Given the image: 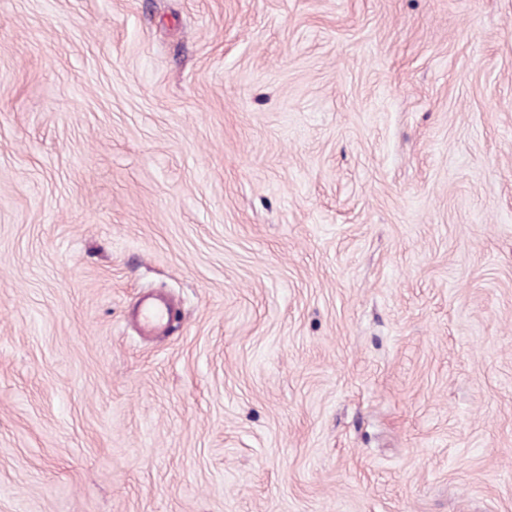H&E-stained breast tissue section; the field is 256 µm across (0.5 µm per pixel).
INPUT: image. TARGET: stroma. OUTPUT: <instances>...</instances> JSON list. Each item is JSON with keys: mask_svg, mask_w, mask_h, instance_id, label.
<instances>
[{"mask_svg": "<svg viewBox=\"0 0 512 512\" xmlns=\"http://www.w3.org/2000/svg\"><path fill=\"white\" fill-rule=\"evenodd\" d=\"M0 512H512V0H0ZM169 314V307L166 303H160L153 299L146 298L141 304L140 321L143 332H152L161 325Z\"/></svg>", "mask_w": 512, "mask_h": 512, "instance_id": "1", "label": "stroma"}]
</instances>
